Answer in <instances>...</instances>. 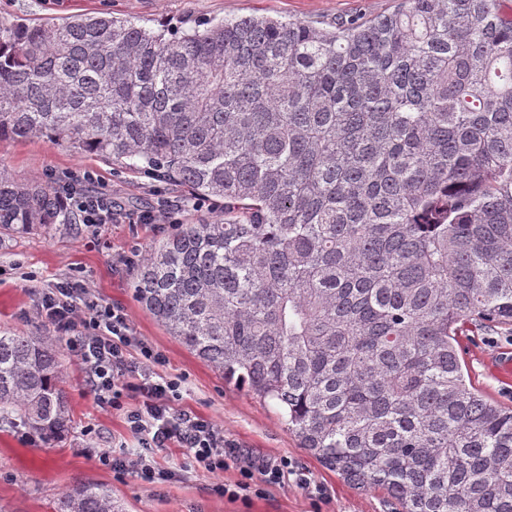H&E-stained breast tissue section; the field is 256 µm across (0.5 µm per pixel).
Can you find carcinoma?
Returning a JSON list of instances; mask_svg holds the SVG:
<instances>
[{
    "mask_svg": "<svg viewBox=\"0 0 512 512\" xmlns=\"http://www.w3.org/2000/svg\"><path fill=\"white\" fill-rule=\"evenodd\" d=\"M40 135L224 201L150 252L134 297L327 469L401 512H512V408L457 349L512 326V0L329 26L0 19V138ZM74 220L0 167L1 237ZM62 383L54 337L0 331V421L58 441ZM56 512L122 509L82 484Z\"/></svg>",
    "mask_w": 512,
    "mask_h": 512,
    "instance_id": "1",
    "label": "carcinoma"
}]
</instances>
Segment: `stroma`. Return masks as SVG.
I'll use <instances>...</instances> for the list:
<instances>
[{"label":"stroma","instance_id":"35a3bbf8","mask_svg":"<svg viewBox=\"0 0 512 512\" xmlns=\"http://www.w3.org/2000/svg\"><path fill=\"white\" fill-rule=\"evenodd\" d=\"M393 0H0V17L37 24L81 13H107L146 27L179 22L194 25L209 19L269 15L284 19L333 22L386 11ZM0 165L19 179H37L60 188L79 182L83 192L108 193L118 211L112 223L77 232L25 234L0 249V330L43 333L48 324L38 314L45 289L85 283L102 303L125 313L132 336L131 355L140 346L161 353L162 374L181 382L178 407L189 408L224 428V436L253 457L290 458L324 491L288 479L266 486L263 496L232 500L217 493L219 484H235L238 468L215 476L194 467L178 446L156 455L159 467L172 471L169 481L143 482L130 471L113 469L101 454L117 441L136 447L126 427V412L97 402L87 375L66 343L58 353L72 426L52 444L30 443L24 428L0 426V512H54L60 492L72 485L108 487L125 512H396V503L378 488H358L328 471L282 423L273 403L225 384L217 370L190 351L134 298L142 258L169 234L171 224H142L141 213L169 201L179 222L201 224L222 217L223 206L190 200L188 191L147 172L111 162L66 144L33 136L0 140ZM91 180H84V173ZM461 361L472 384L487 398L512 406V329L489 326L459 337Z\"/></svg>","mask_w":512,"mask_h":512}]
</instances>
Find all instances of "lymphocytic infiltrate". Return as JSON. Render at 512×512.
Returning <instances> with one entry per match:
<instances>
[{
  "instance_id": "lymphocytic-infiltrate-1",
  "label": "lymphocytic infiltrate",
  "mask_w": 512,
  "mask_h": 512,
  "mask_svg": "<svg viewBox=\"0 0 512 512\" xmlns=\"http://www.w3.org/2000/svg\"><path fill=\"white\" fill-rule=\"evenodd\" d=\"M66 207L76 211L83 224L96 227L111 223L112 199L105 193L83 194L67 190ZM39 314L65 336L88 374L95 398L120 406L124 397L138 398L139 404L126 414L128 429L139 442L138 448L125 443L113 444L108 452L112 466L130 470L145 482L166 481L167 471L157 467L152 449L178 444L185 448L195 464L213 474L243 464V479L234 487L218 485L219 493L232 498L261 496L265 486L296 476L302 486L309 479L299 474L291 459L266 463H243V453L224 438V429L194 411L177 407L179 382L161 374L165 360L148 346H141L138 357H131L130 328L122 310L102 304L84 285L60 288L46 294Z\"/></svg>"
}]
</instances>
